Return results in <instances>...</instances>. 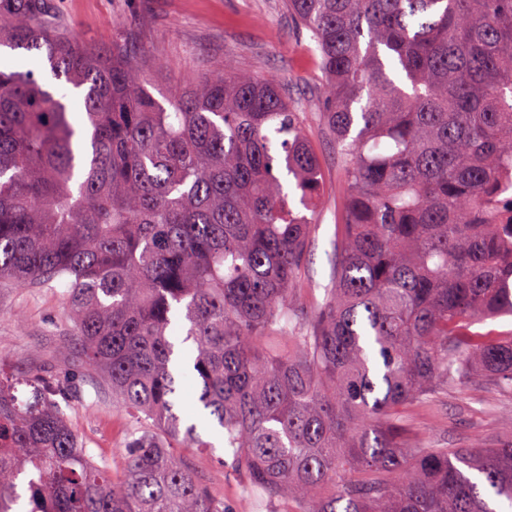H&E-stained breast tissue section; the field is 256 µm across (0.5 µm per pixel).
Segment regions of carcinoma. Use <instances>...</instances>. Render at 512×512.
<instances>
[{"instance_id":"cac0c4a2","label":"carcinoma","mask_w":512,"mask_h":512,"mask_svg":"<svg viewBox=\"0 0 512 512\" xmlns=\"http://www.w3.org/2000/svg\"><path fill=\"white\" fill-rule=\"evenodd\" d=\"M55 2L0 0V47L38 63L0 68V284L63 288L133 424L116 486L62 408L75 381L0 372V512H225L174 452L213 447L183 381L291 512H512V410L484 448L416 445L403 416L512 398V332H469L512 315V0H284L344 171L322 288L320 164L283 85L224 63L160 100L154 58L80 40Z\"/></svg>"}]
</instances>
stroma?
Listing matches in <instances>:
<instances>
[{
  "label": "stroma",
  "instance_id": "35a3bbf8",
  "mask_svg": "<svg viewBox=\"0 0 512 512\" xmlns=\"http://www.w3.org/2000/svg\"><path fill=\"white\" fill-rule=\"evenodd\" d=\"M58 15L80 36L98 43L126 39L145 46L161 66L159 92L188 83L224 62L256 77L283 81L289 99L304 112L312 146L319 156L322 184L315 199L316 231L310 248L308 283L327 284L334 261L336 220L343 205V175L336 143L320 112V86L311 43L299 35L283 0H57ZM70 315L56 288L0 289V363L10 371L48 368L72 372L82 395L66 414L88 454L122 477L121 452L131 426L129 413L113 403L100 374L77 351L65 350ZM512 399L490 388L466 387L441 395L429 412L410 417L411 439L433 448H467L496 443L501 417ZM178 454L194 468L209 492L228 512H286L247 489L223 449L207 453L182 448Z\"/></svg>",
  "mask_w": 512,
  "mask_h": 512
}]
</instances>
